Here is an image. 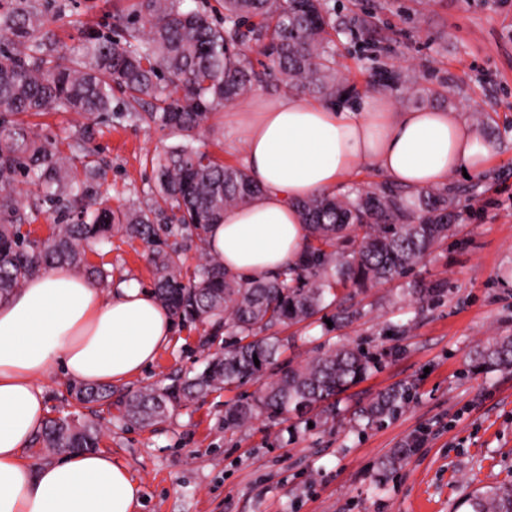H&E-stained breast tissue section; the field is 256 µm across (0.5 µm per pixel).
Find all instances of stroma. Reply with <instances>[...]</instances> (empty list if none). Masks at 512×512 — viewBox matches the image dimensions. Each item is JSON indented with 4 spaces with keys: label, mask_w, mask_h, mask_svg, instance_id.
Masks as SVG:
<instances>
[{
    "label": "stroma",
    "mask_w": 512,
    "mask_h": 512,
    "mask_svg": "<svg viewBox=\"0 0 512 512\" xmlns=\"http://www.w3.org/2000/svg\"><path fill=\"white\" fill-rule=\"evenodd\" d=\"M339 33L340 71L350 105L395 84L394 111L460 113L492 145L483 172L450 175L456 192L446 244L418 262L408 279L367 289L361 314L328 326L333 309L291 326L287 356L308 360L321 344L354 343L381 363L340 395L335 424L306 427L297 418L253 420L226 429L224 406L259 388L218 391L177 409L163 424L124 428L101 411V450L140 481L139 512H466L465 498L512 483V370L477 371V345L512 335V0H329ZM128 0H55L53 28L64 50L111 29ZM243 100L218 107L216 134L197 140L224 163L244 152L224 133V117ZM169 130L102 117L88 144L105 171L93 183L113 209L143 207L155 191L151 159L176 144ZM112 282L153 286L151 249L114 235L87 254ZM440 294L417 307L407 280ZM201 325H176L150 369L130 389L203 367ZM411 401L382 425L361 429L355 411L398 385ZM421 448L400 468L380 467L411 438Z\"/></svg>",
    "instance_id": "obj_1"
}]
</instances>
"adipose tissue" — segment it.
Instances as JSON below:
<instances>
[{
    "label": "adipose tissue",
    "instance_id": "1",
    "mask_svg": "<svg viewBox=\"0 0 512 512\" xmlns=\"http://www.w3.org/2000/svg\"><path fill=\"white\" fill-rule=\"evenodd\" d=\"M229 121L262 193L225 209L205 247L244 278L294 266L306 244L298 202L334 192L359 166L422 190L482 170L491 151L460 114L396 112L382 91L353 109L289 95L251 102ZM174 327L152 291L120 283L105 292L66 265L0 301V512H137L141 485L107 452L41 466L22 455L45 420L40 381L52 368L81 384L125 382L152 366Z\"/></svg>",
    "mask_w": 512,
    "mask_h": 512
}]
</instances>
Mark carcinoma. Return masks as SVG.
Here are the masks:
<instances>
[{
  "label": "carcinoma",
  "mask_w": 512,
  "mask_h": 512,
  "mask_svg": "<svg viewBox=\"0 0 512 512\" xmlns=\"http://www.w3.org/2000/svg\"><path fill=\"white\" fill-rule=\"evenodd\" d=\"M220 8L185 9L183 0H132L118 18L115 36L90 34L77 56L59 50L48 0H0V300L57 264L84 265L86 247L122 232L152 247L154 294L173 319L206 326L204 344L224 341L208 354L203 371L128 391L119 398L130 427L167 419L189 400L217 389L262 382L224 412V425L240 428L263 416L301 419L315 409L333 412L336 397L367 377L378 359L363 347L333 344L305 362L280 360L284 332L336 306V319L359 314L353 295L370 284L397 280L448 240L452 190L418 192L354 187L343 195H319L297 204L310 241L291 269L244 279L204 250L211 225L224 209L248 203L260 188L240 167L226 165L193 142L212 132L217 106L229 104L273 78L302 94L334 104L349 93L336 61V27L326 0H219ZM254 46L267 59L255 71L238 46ZM125 97L122 118L169 129L181 142L153 159L155 199L144 208L114 210L76 173L85 163L95 120L112 112L114 91ZM72 112L83 119L63 152L34 133L21 116ZM33 184L40 202L25 207L15 186ZM71 216L45 240H31L21 226L36 219L41 203ZM197 243L203 262L184 266L164 237ZM259 363H254V360ZM472 366L512 369V336L479 345ZM82 405L112 407L110 384L73 389ZM398 385L360 410L366 426L381 424L411 400ZM48 450L64 454L99 447L95 418L50 419L40 434ZM414 452L398 448L381 462L395 469ZM469 512H512V485L485 486L468 496Z\"/></svg>",
  "instance_id": "cac0c4a2"
}]
</instances>
